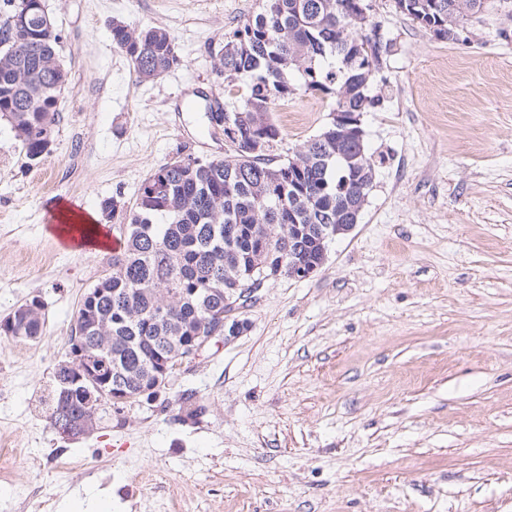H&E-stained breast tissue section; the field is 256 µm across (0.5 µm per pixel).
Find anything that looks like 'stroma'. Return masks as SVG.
<instances>
[{
    "label": "stroma",
    "instance_id": "35a3bbf8",
    "mask_svg": "<svg viewBox=\"0 0 512 512\" xmlns=\"http://www.w3.org/2000/svg\"><path fill=\"white\" fill-rule=\"evenodd\" d=\"M391 49L362 125L376 162L368 203L312 277L264 282L239 334L176 368L152 405L99 415L68 438L48 420L54 372L110 249L60 246V206L99 214L136 203L144 181L188 156H230L206 117L232 101L214 52L259 0H46L69 72L53 149L31 163L0 119V319L31 298L45 331L0 338V502L81 512H512V20L435 38L371 0ZM169 29L180 64L137 82L110 23ZM331 100L273 112L299 149ZM202 414L187 418L183 394Z\"/></svg>",
    "mask_w": 512,
    "mask_h": 512
}]
</instances>
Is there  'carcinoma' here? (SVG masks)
<instances>
[{
  "label": "carcinoma",
  "instance_id": "carcinoma-1",
  "mask_svg": "<svg viewBox=\"0 0 512 512\" xmlns=\"http://www.w3.org/2000/svg\"><path fill=\"white\" fill-rule=\"evenodd\" d=\"M24 0H3L0 15V113L7 116L26 157L41 152L43 134L55 133V107L68 82V70L52 72L59 58L56 31L30 13L27 31L8 27ZM403 14L425 29L477 16L476 0H403ZM368 0H262L261 12L225 41L214 56L218 77L231 83L250 77L236 104L208 113L224 132L233 154L221 160L189 157L165 164L140 188L136 206L124 211L114 199L100 204L102 216L124 220L126 246L112 255L110 271L83 299L89 315H77L71 337H82L99 365L100 376L119 383L132 399L148 386L159 357L174 351L179 336H205L224 324L232 310L224 289H242L288 275V253L320 263L324 242L319 227L342 224L368 195L375 161L359 148L352 127L336 118L286 159L275 150L283 140L271 112L279 101L318 91L333 112L369 111L370 86L381 61L370 63L359 45L370 42L373 55L389 45L377 40L373 22L363 15ZM112 43L129 58L136 78L155 79L179 65L175 37L162 27L136 28L112 23ZM26 83L15 88L19 70ZM260 138L255 152L250 142ZM300 228H295V225ZM36 299L15 310L14 322L0 321V336L35 340L43 323ZM77 373L62 362L54 379L51 425L67 435L81 432L84 398Z\"/></svg>",
  "mask_w": 512,
  "mask_h": 512
}]
</instances>
